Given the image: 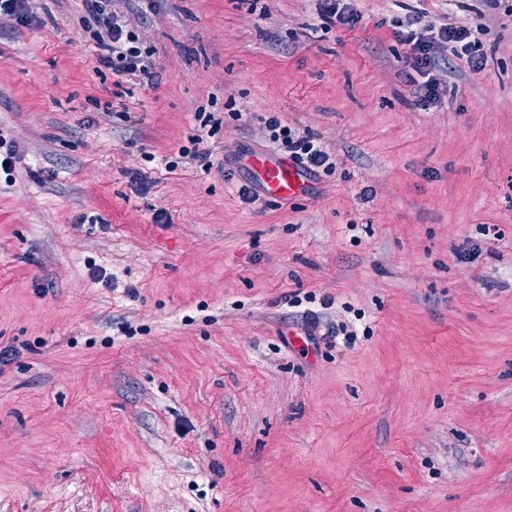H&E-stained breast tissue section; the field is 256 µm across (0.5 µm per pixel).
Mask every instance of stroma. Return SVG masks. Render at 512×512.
<instances>
[{
	"instance_id": "35a3bbf8",
	"label": "stroma",
	"mask_w": 512,
	"mask_h": 512,
	"mask_svg": "<svg viewBox=\"0 0 512 512\" xmlns=\"http://www.w3.org/2000/svg\"><path fill=\"white\" fill-rule=\"evenodd\" d=\"M354 6L112 0L120 83L0 19V512H512V0ZM417 16L479 39L427 109ZM272 114L336 168L246 204ZM321 15L329 21L342 25L354 26L359 15L351 2L352 0H318ZM190 143L192 147L182 146L180 148V150L178 151L179 158L177 159L197 161L199 166L202 167L204 171H209L213 163L209 160L210 153L208 151L200 149V145L204 143L202 135L192 136V138L190 139Z\"/></svg>"
}]
</instances>
